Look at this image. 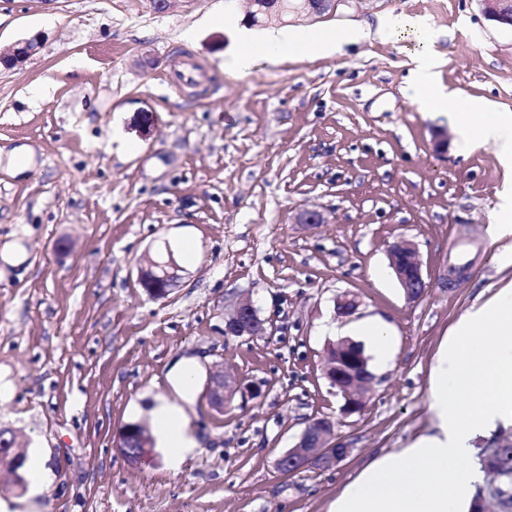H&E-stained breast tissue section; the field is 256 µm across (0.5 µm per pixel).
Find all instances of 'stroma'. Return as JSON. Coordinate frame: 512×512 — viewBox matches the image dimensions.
<instances>
[{
    "label": "stroma",
    "mask_w": 512,
    "mask_h": 512,
    "mask_svg": "<svg viewBox=\"0 0 512 512\" xmlns=\"http://www.w3.org/2000/svg\"><path fill=\"white\" fill-rule=\"evenodd\" d=\"M249 11L247 0H171L163 12L151 0H0V51L40 41L23 67L0 71V427L29 444L26 491L0 492L9 512H331L380 455L431 433L442 343L512 285L497 261L512 238L488 233L506 173L493 147L467 149L409 97L414 35L225 72L224 25H249ZM386 14L433 26L449 111L488 100L512 112V29L478 0H339L288 25ZM185 53L206 73L200 91L167 81ZM16 149L32 155L20 174L7 165ZM305 210L326 223H298ZM186 240L181 280L149 299L139 267ZM399 240L422 263L415 301L389 270ZM459 246L472 274L440 288ZM347 292L359 307L341 319ZM246 301L273 335H225V312ZM368 317L390 327L391 352L370 363L363 410L345 415L325 358ZM186 360L197 367L187 395L176 386ZM216 370L259 396L212 410ZM162 399L182 406L197 446L177 468L159 449L131 466L120 432L137 422L156 433ZM324 416L349 456L278 471Z\"/></svg>",
    "instance_id": "obj_1"
}]
</instances>
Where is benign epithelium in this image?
<instances>
[{"label": "benign epithelium", "mask_w": 512, "mask_h": 512, "mask_svg": "<svg viewBox=\"0 0 512 512\" xmlns=\"http://www.w3.org/2000/svg\"><path fill=\"white\" fill-rule=\"evenodd\" d=\"M338 0H305L304 7L297 12L299 16H321L336 11ZM484 14L491 20L512 27V0H478ZM39 49V42L26 39L16 44L6 54L0 53V66L11 69L23 65ZM389 257L395 276L411 300L419 298L427 284L423 277L422 264L416 248L405 242L396 241L389 246ZM471 268L448 264L444 286L451 288L467 281ZM359 306L356 296L345 293L337 300V316H351ZM224 335L236 337L270 336L267 321L261 319L257 308L250 302L239 303L224 314ZM352 340L343 338L336 342V364L325 368V376L330 385L340 391L344 404L342 412L353 414L360 412L366 403V395L345 391L339 379L346 375L355 376L364 371L361 356L350 352ZM243 391L242 384L231 379L227 373L211 372L205 386V397L211 407L222 411L234 396ZM336 422L324 416L313 420L300 435L295 445L288 449L277 461L279 469L298 473L307 469H330L343 461L350 453L351 443L335 435ZM14 432L9 429L0 431V455L7 456V468L11 470V482L8 488L22 492L26 488L21 470L25 461L23 449L12 444ZM122 451L128 463L138 467L153 457L152 441L141 432V424L126 425L121 434Z\"/></svg>", "instance_id": "1"}]
</instances>
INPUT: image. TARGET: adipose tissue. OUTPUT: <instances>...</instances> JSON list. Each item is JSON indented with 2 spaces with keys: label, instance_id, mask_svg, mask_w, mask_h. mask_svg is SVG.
Instances as JSON below:
<instances>
[{
  "label": "adipose tissue",
  "instance_id": "ef3b65f1",
  "mask_svg": "<svg viewBox=\"0 0 512 512\" xmlns=\"http://www.w3.org/2000/svg\"><path fill=\"white\" fill-rule=\"evenodd\" d=\"M402 31L415 33L421 44L409 86L413 100L433 110L447 108L453 95L439 78L430 50L432 31L422 17L382 15L375 26L359 24L341 31L241 29L240 49L225 58L224 67L244 74L260 60L329 57L344 42ZM488 109V104L477 103L451 118L466 147L492 146L502 166L512 170V113L500 112L488 121ZM430 391L432 433L371 463L337 498L332 512H457L471 498L475 476L463 461L472 440L497 422L512 419V286L461 318L440 349ZM156 419L170 464L180 466L197 446L182 408L161 404Z\"/></svg>",
  "mask_w": 512,
  "mask_h": 512
}]
</instances>
